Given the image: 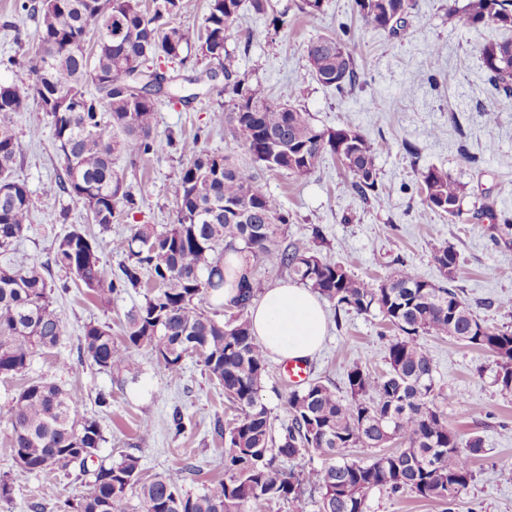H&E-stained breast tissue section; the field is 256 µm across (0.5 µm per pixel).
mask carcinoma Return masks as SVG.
<instances>
[{"label": "carcinoma", "mask_w": 512, "mask_h": 512, "mask_svg": "<svg viewBox=\"0 0 512 512\" xmlns=\"http://www.w3.org/2000/svg\"><path fill=\"white\" fill-rule=\"evenodd\" d=\"M264 15L270 0H209L198 32L178 22L183 0H34L21 3L39 22V43L23 55L34 79L35 111L50 120L56 151L63 162L49 192L81 202L101 228L112 224L118 204L135 205L112 157L135 161L165 149L171 141L155 134L156 101L161 86L147 84L122 92L148 62L161 57L181 65L196 48L202 60L220 66L186 77L190 84L224 75L229 97L224 122L247 149L257 167L303 179L313 175L325 154L336 157L364 199L378 195L375 151L365 136L349 126L324 128L296 97L275 102L259 82L234 69L227 40L243 4ZM415 0H354L368 27L396 36ZM94 26L88 27V19ZM465 28L492 23L512 29V0H469L454 13ZM54 64H49L44 52ZM480 53L490 95L512 98V40L484 44ZM312 77L338 92L359 82L354 42L320 36L306 46ZM29 111L28 96L0 85V249L15 245L28 228L31 199L27 185L14 176L21 154L11 117ZM189 157L174 186L176 221L160 230L134 224L116 243L124 260L113 274L101 264L99 244L73 226L61 236L50 263L21 262L0 268V374L26 371L39 350L54 349L64 323L52 294L51 267L65 273L97 302L112 295L144 292V302L127 314L123 339L106 325L88 323L80 353L91 364L120 376L131 370L144 350L173 374L187 357H197L210 379L237 405L239 415L226 428L214 421L224 439V478L198 493L185 491L171 477L141 479L139 458L124 454L102 461L86 492L65 501L68 512H267L271 502L293 501L302 479L286 471L278 458L315 453L325 459L310 482L318 490L319 512H368L374 491L410 494L469 512L465 495L475 480L474 462L484 454V440L460 434L438 406L447 399L436 385V368L419 342L423 336L449 337L457 344L494 358V383L512 393V326H489L474 314L456 290L422 278L400 264L375 285L359 279L350 266L322 254L320 231L311 244L283 245L288 211L265 191L250 167L231 156L184 141ZM424 211L455 219L463 214V186L447 171L419 172ZM241 254L235 295L223 305L227 320L208 315L201 305L224 289V253ZM441 275L454 280L460 254L451 245L433 253ZM259 263L285 270L336 310L358 315L378 313L396 331L385 356L386 369L351 365L345 395L321 381H311L288 396V424L276 449L270 410L260 400L269 359L254 336L245 312L261 294ZM11 428V455L18 474L79 468L104 441L99 422L79 416V401L59 386L33 381L14 396L4 413ZM400 448L368 461L349 458L354 448Z\"/></svg>", "instance_id": "carcinoma-1"}]
</instances>
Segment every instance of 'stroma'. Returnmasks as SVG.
Masks as SVG:
<instances>
[{"label": "stroma", "mask_w": 512, "mask_h": 512, "mask_svg": "<svg viewBox=\"0 0 512 512\" xmlns=\"http://www.w3.org/2000/svg\"><path fill=\"white\" fill-rule=\"evenodd\" d=\"M299 0H272L273 11L259 16L244 12L227 43L240 74L262 82L272 100L302 90L301 105L316 124L359 130L376 154L384 194L362 200L351 187V177L332 155H325L317 172L299 180L285 173L262 171L258 181L279 198L290 214L285 231L289 243H308L313 229L324 233V255L349 264L355 274L373 284L399 263L413 266L425 279L443 284L433 263L436 248L454 245L461 255L452 283L473 311L491 326L512 325V308L499 301L512 297V243L494 240L489 217L463 214L455 220L424 213L419 170L434 166L446 170L464 185L468 200L488 202L494 213L512 216V101H502L496 125L485 122L487 72L479 48L488 42L512 39L511 29L493 24L459 27L455 10L468 0H416L404 30L394 37L366 27L354 9V0H325L314 16L302 15ZM17 0H0V84L29 91L33 79L22 68V57L37 41L36 18L17 10ZM347 34L359 48V82L340 93L313 79L306 57L308 42L327 34ZM443 48L433 59V45ZM171 75V92L157 99L159 138L198 139L215 153L228 152L238 162H249L232 128L215 113L223 99L216 93L196 95L186 83L189 69L160 60ZM40 126L38 138L29 130ZM22 145L16 175L31 195V218L20 244L0 251V266L19 261L46 262L56 240L77 226L95 237L104 268H116L122 256L112 248L127 235L130 225L174 223L173 188L187 158L179 148L132 161L118 156L115 168L135 193L134 209L118 208L108 229L93 224L86 208L65 194L47 191L61 169L52 131L38 112H20L13 118ZM53 298L65 325V336L54 349L36 353L26 373L0 375V408L29 382L45 380L61 386L80 401L81 416L97 420L105 436L98 457L122 454L139 457L143 476L165 474L185 489L198 492L224 476V443L215 438V419L231 422L238 411L220 386L209 380L196 359H186L180 374L165 372L147 352L135 356L131 373L123 378L81 357L79 338L87 323L109 325L122 338L127 312L142 303V295L113 297L104 305L89 300L75 284L56 286ZM328 333L322 349L309 360V379L343 388L347 369L359 364L372 371L384 369V356L393 330L378 314H340L328 308ZM421 345L436 366V382L457 403L448 407V421L464 434L483 437L486 452L474 464L476 480L466 497L472 512H512V394L499 392L495 364L488 354L453 344L442 337L425 336ZM279 361H271L260 397L275 425L288 421L290 383L281 375ZM112 395L110 408L98 407L99 392ZM189 416L183 432L172 425L174 411ZM151 419L153 433L138 436L142 419ZM11 429L0 420V476L14 480L12 503L0 512H31L42 492L58 486L63 497L77 498L85 481L65 475H18L10 453Z\"/></svg>", "instance_id": "stroma-1"}]
</instances>
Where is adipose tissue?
Instances as JSON below:
<instances>
[{"label":"adipose tissue","instance_id":"1","mask_svg":"<svg viewBox=\"0 0 512 512\" xmlns=\"http://www.w3.org/2000/svg\"><path fill=\"white\" fill-rule=\"evenodd\" d=\"M257 339L277 360L314 355L326 336V317L317 295L295 283L266 289L248 311Z\"/></svg>","mask_w":512,"mask_h":512}]
</instances>
